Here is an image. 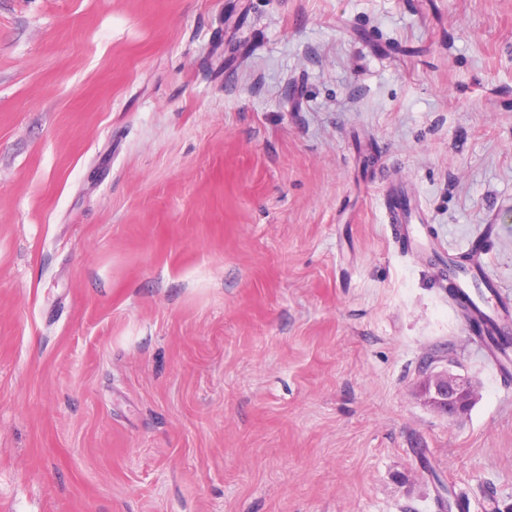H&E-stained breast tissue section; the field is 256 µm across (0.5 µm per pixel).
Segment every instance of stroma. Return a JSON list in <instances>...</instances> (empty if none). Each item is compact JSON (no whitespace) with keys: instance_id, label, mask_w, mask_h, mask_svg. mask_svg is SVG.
I'll return each instance as SVG.
<instances>
[{"instance_id":"35a3bbf8","label":"stroma","mask_w":512,"mask_h":512,"mask_svg":"<svg viewBox=\"0 0 512 512\" xmlns=\"http://www.w3.org/2000/svg\"><path fill=\"white\" fill-rule=\"evenodd\" d=\"M490 223L512 0H0V512H512ZM404 200L399 191H394L389 185L387 186L384 195L386 223L391 225L395 242H403L408 249H412L415 243L408 226L412 224V214ZM475 262H476V257H474L473 260H471V270H472V273L477 274ZM472 273L471 272L470 273H461V272H457L453 268L448 267V293L453 297H457L459 295V292L453 288L462 289L464 291L465 295L468 294L470 296V298L472 297L475 300L474 301L471 298L476 303V306L478 307V309L481 308L483 311H485L486 313L489 314L488 309H486L485 307H483L482 305L479 304V302H481L482 304H485L488 306L489 303L488 304L484 303L486 301V298H484L485 299V301L483 300L484 302H482L480 300H478L479 302H477L473 296L472 291L469 290L470 288H477L476 280L474 279ZM488 300L486 302H488ZM485 312H483V313H485ZM494 319V318H493ZM491 319L489 317H481V318H474L472 320H468L469 321V324H470V327L472 328V330L478 334V338L487 342L488 340H490L496 347H499L501 348L502 346L503 347H511V341H512V336H511V340L508 342V344H505L503 343L499 336H495V330H496V327H495V323H494V320L497 324V334L499 331H502V330H508L510 332V328L509 326L506 324V323H499L500 321H497L496 319ZM425 401L450 417L465 414L478 394V384L470 377L448 370L434 374L424 387Z\"/></svg>"}]
</instances>
